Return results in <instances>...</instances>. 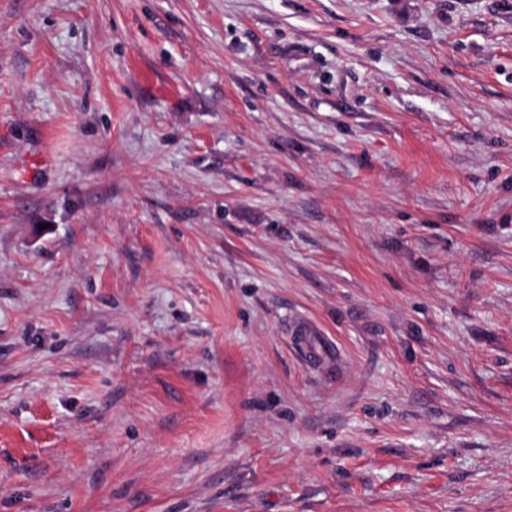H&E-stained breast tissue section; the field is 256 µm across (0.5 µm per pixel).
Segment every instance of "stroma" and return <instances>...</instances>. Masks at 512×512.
I'll list each match as a JSON object with an SVG mask.
<instances>
[{
	"mask_svg": "<svg viewBox=\"0 0 512 512\" xmlns=\"http://www.w3.org/2000/svg\"><path fill=\"white\" fill-rule=\"evenodd\" d=\"M0 512H512V0H0ZM293 331L306 336L305 345L303 349L305 357H310L314 360L325 362H332L335 351L334 345L325 337L324 333L320 331L318 326L310 320H298L293 325Z\"/></svg>",
	"mask_w": 512,
	"mask_h": 512,
	"instance_id": "1",
	"label": "stroma"
}]
</instances>
